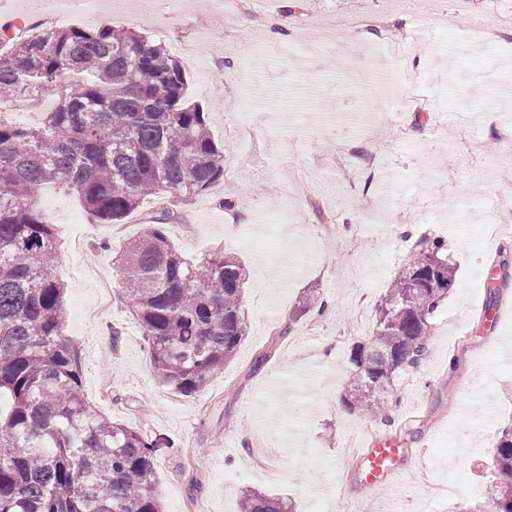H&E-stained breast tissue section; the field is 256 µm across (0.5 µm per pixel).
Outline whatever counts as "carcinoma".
I'll use <instances>...</instances> for the list:
<instances>
[{
  "label": "carcinoma",
  "instance_id": "cac0c4a2",
  "mask_svg": "<svg viewBox=\"0 0 512 512\" xmlns=\"http://www.w3.org/2000/svg\"><path fill=\"white\" fill-rule=\"evenodd\" d=\"M0 512H161L154 458L171 443L117 423L81 391L78 348L64 335V284L45 184L74 192L103 224H118L148 196L187 200L224 177V149L205 112L187 101L180 61L128 29L44 26L0 37ZM45 92L55 109L43 127L6 115ZM169 210L125 245L126 300L149 346L157 382L201 392L224 371L249 323L247 272L222 251L191 264L166 235ZM439 240L414 248L387 288L367 341L350 352L344 403L383 424L406 367L426 360L432 320L455 284ZM491 512H512V426L499 434ZM241 512H296L250 487Z\"/></svg>",
  "mask_w": 512,
  "mask_h": 512
}]
</instances>
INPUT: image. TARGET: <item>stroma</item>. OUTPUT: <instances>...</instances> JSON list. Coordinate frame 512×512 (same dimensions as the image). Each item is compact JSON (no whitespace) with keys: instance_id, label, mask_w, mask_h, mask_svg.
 Listing matches in <instances>:
<instances>
[{"instance_id":"obj_1","label":"stroma","mask_w":512,"mask_h":512,"mask_svg":"<svg viewBox=\"0 0 512 512\" xmlns=\"http://www.w3.org/2000/svg\"><path fill=\"white\" fill-rule=\"evenodd\" d=\"M255 19L246 29L243 19ZM292 45L283 51L263 20ZM65 26L128 28L180 56L224 176L180 206L165 232L189 260L216 250L245 265L250 333L222 374L184 397L156 382L148 346L123 297L115 255L143 235L170 195L102 224L75 196L39 194L58 234L64 333L81 351L86 401L112 420L163 437L157 492L164 512H239L249 486L290 498L297 512H456L481 506L501 428L512 422V0H89ZM195 44V56L181 46ZM405 57L434 111L388 106L392 85L367 49ZM223 80L241 108L224 109ZM236 123L244 138L229 136ZM392 169L370 178L344 149ZM442 240L455 286L433 320L430 355L396 380L391 424L345 408L354 342L421 237ZM506 277L501 328L483 316L482 271ZM323 312H302L305 299ZM404 442L403 493L355 479L349 443ZM454 485L430 497L424 478Z\"/></svg>"}]
</instances>
